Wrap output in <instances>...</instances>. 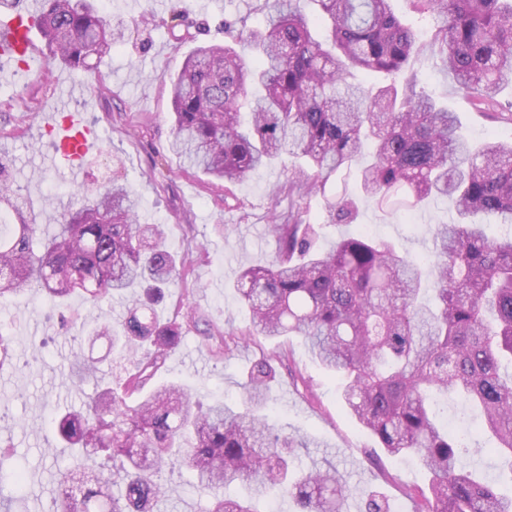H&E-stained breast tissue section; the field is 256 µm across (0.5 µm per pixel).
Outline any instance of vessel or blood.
Wrapping results in <instances>:
<instances>
[{"label":"vessel or blood","instance_id":"b4317fda","mask_svg":"<svg viewBox=\"0 0 512 512\" xmlns=\"http://www.w3.org/2000/svg\"><path fill=\"white\" fill-rule=\"evenodd\" d=\"M30 31L19 28L17 17L0 22V46L10 48L22 45L24 51H31L33 43ZM54 136V160L61 163L72 176H80L89 154L96 147L97 131L87 125L77 112L56 111L51 113L47 125Z\"/></svg>","mask_w":512,"mask_h":512}]
</instances>
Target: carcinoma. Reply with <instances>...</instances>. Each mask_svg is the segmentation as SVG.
Masks as SVG:
<instances>
[{
	"instance_id": "cac0c4a2",
	"label": "carcinoma",
	"mask_w": 512,
	"mask_h": 512,
	"mask_svg": "<svg viewBox=\"0 0 512 512\" xmlns=\"http://www.w3.org/2000/svg\"><path fill=\"white\" fill-rule=\"evenodd\" d=\"M264 0L263 28L238 19L236 33L252 51L198 47L171 79L168 151L215 182H239L288 155V215L272 213L275 252L266 264L242 269L234 288L250 315L249 334L302 336L334 378L349 414L391 456L412 455L427 488L409 486L415 512H512L502 493L463 461L467 446L437 420L434 396L453 393L483 416L497 445L489 452L512 474V231L490 238L487 220L512 224V137L473 144L454 113L416 89L406 76L417 36L392 0ZM437 16L434 41L448 73L482 112L512 124V0H412ZM55 60L72 69L103 60L125 28L91 0H45L27 20ZM381 75L374 87L354 79ZM357 187L388 215L416 211L431 199L453 201L455 218L438 224L431 249L415 257L386 240L357 232L330 249L319 230L350 224L354 200L338 191L325 202L321 224L306 222L308 199L326 195L333 177ZM17 191L0 185V203L19 217L0 223V298L31 288L62 305L80 291L101 308L135 286L116 327L97 335L136 358L122 390L110 387L55 422L58 435L120 466L81 479L61 472L55 512H154L163 495L158 474L175 463L191 471L207 512H256L225 490L249 485L254 496L275 491L296 512H344L352 489L334 466L292 469L307 443L278 431L260 412L270 402L269 361L256 363L241 384L240 404L203 408L184 386L141 391L178 347L183 325L160 324L154 307L166 288L184 282L161 224L139 222L140 202L112 180L76 203L51 235L22 218ZM364 512H390L376 490L361 492Z\"/></svg>"
}]
</instances>
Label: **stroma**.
<instances>
[{"instance_id": "stroma-1", "label": "stroma", "mask_w": 512, "mask_h": 512, "mask_svg": "<svg viewBox=\"0 0 512 512\" xmlns=\"http://www.w3.org/2000/svg\"><path fill=\"white\" fill-rule=\"evenodd\" d=\"M113 23L130 27L127 40L111 57L88 70L49 63L42 38H35L36 60L18 70L0 58V177L19 188L24 213L40 224H56L72 205L75 188H93L111 179L130 184L141 199L144 222L165 225L169 249L187 257L185 284L166 291L155 307L160 323L183 321L187 311L200 318L186 328L179 347L159 369L160 382L176 381L207 404L237 405L240 382L257 361L286 348L289 366H277L266 414L271 424L304 436L307 448L294 460L308 469L334 465L350 485L383 493L395 512H414L411 500L400 496L401 484L424 485L418 463L387 455L375 437L346 412L336 382L312 356L305 340L291 336L277 343L249 336L224 355L212 353L202 331L224 335L247 333L250 318L233 288L240 268L268 261L274 250L269 232L271 212H287V198L272 202L269 190L288 182V169L275 165L243 181L220 186L202 173L183 167L167 149L171 132V101L163 77L173 75L196 46L225 42V15L247 17L252 28L263 23L262 0H99ZM395 12L419 34L418 50L409 69L418 86L457 113L463 129L482 142L507 132L506 124L477 111L443 65L432 35L436 21L416 12L411 0H392ZM149 14L146 26L135 20ZM66 108L81 112L97 127L101 140L85 163L80 182H72L51 167L53 141L43 124L50 112ZM451 202L430 204L413 219L383 215L369 201L358 203L352 226L322 229L319 243L330 246L350 230L393 241L413 254L428 251L434 225L450 222ZM98 312L81 295L56 307L37 289L0 302V336L8 356L0 364V496L10 512H52L59 471L73 467V449L61 443L53 419L81 407L95 394L93 383L74 385L70 378L75 351L104 358L105 381L118 386L130 363L111 353L107 338H92L82 323ZM166 500L160 512H203L206 505L181 469L160 474ZM358 494L345 512H360Z\"/></svg>"}]
</instances>
